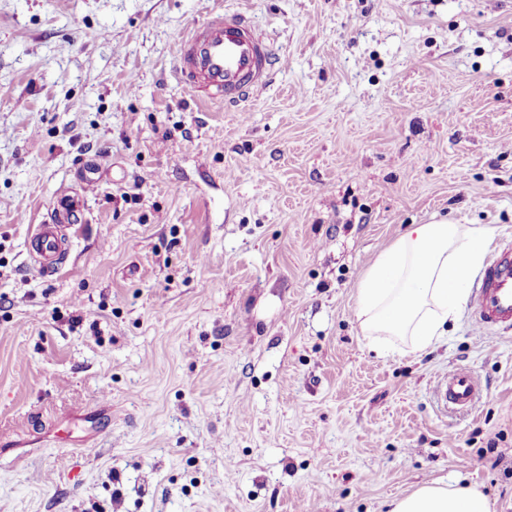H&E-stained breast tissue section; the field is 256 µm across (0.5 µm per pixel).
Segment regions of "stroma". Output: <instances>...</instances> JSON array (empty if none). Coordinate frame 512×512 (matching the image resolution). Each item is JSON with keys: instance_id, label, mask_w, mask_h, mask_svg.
Wrapping results in <instances>:
<instances>
[{"instance_id": "obj_1", "label": "stroma", "mask_w": 512, "mask_h": 512, "mask_svg": "<svg viewBox=\"0 0 512 512\" xmlns=\"http://www.w3.org/2000/svg\"><path fill=\"white\" fill-rule=\"evenodd\" d=\"M224 8L284 59L244 113L174 75ZM441 219L512 238V0H0V512H388L448 477L512 512V332L466 306L381 354L355 316ZM71 224H37L29 239V250L38 264L40 274L53 276L67 263L68 244L63 228ZM481 392L475 373L465 367H457L448 371L439 382L438 393L445 406L452 410H468L472 408Z\"/></svg>"}]
</instances>
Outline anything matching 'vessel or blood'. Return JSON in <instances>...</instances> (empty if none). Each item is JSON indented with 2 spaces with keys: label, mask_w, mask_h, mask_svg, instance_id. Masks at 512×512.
Segmentation results:
<instances>
[{
  "label": "vessel or blood",
  "mask_w": 512,
  "mask_h": 512,
  "mask_svg": "<svg viewBox=\"0 0 512 512\" xmlns=\"http://www.w3.org/2000/svg\"><path fill=\"white\" fill-rule=\"evenodd\" d=\"M270 41L244 14L219 10L194 25L177 43L175 75L198 96L227 105H240L257 96L274 69ZM29 252L40 274H57L67 263L68 244L59 223L36 225ZM474 318L477 329L512 330V243L493 250L476 286ZM445 405L472 408L481 388L465 367L449 371L438 385Z\"/></svg>",
  "instance_id": "b4317fda"
}]
</instances>
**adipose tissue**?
<instances>
[{
    "instance_id": "adipose-tissue-1",
    "label": "adipose tissue",
    "mask_w": 512,
    "mask_h": 512,
    "mask_svg": "<svg viewBox=\"0 0 512 512\" xmlns=\"http://www.w3.org/2000/svg\"><path fill=\"white\" fill-rule=\"evenodd\" d=\"M489 237V228L477 224L411 225L360 281L355 314L365 335L381 348L391 338L406 340L416 352L437 343L468 298L467 284ZM390 507V512H489L476 485L442 479Z\"/></svg>"
}]
</instances>
